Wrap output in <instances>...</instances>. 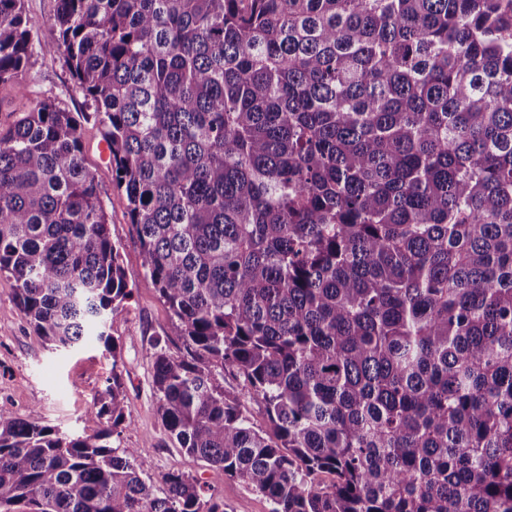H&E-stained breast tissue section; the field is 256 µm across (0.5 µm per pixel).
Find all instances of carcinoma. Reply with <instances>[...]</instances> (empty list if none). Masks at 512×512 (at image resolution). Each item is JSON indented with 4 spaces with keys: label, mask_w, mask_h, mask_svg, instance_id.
<instances>
[{
    "label": "carcinoma",
    "mask_w": 512,
    "mask_h": 512,
    "mask_svg": "<svg viewBox=\"0 0 512 512\" xmlns=\"http://www.w3.org/2000/svg\"><path fill=\"white\" fill-rule=\"evenodd\" d=\"M54 20L187 350L152 345L164 432L271 512H512V0H57ZM32 27L0 0L22 94ZM98 185L55 100L0 127V274L45 341L114 354L131 291ZM94 410L90 436L0 412V512H224L113 445L117 376Z\"/></svg>",
    "instance_id": "obj_1"
}]
</instances>
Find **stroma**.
I'll return each instance as SVG.
<instances>
[{"label": "stroma", "mask_w": 512, "mask_h": 512, "mask_svg": "<svg viewBox=\"0 0 512 512\" xmlns=\"http://www.w3.org/2000/svg\"><path fill=\"white\" fill-rule=\"evenodd\" d=\"M33 21L32 54L22 75L26 93L15 85H0V126L12 123L38 101L53 98L67 111L82 116L86 162L99 176V192L109 229L128 276L132 296L112 316L110 334L116 354L89 341L80 349H52L27 322L14 300V282L0 275V409L24 417L36 414L61 431L92 435L101 423L91 409L112 381L126 396L131 426L123 428L121 447L138 449L147 462V475L163 486L168 473L183 471L197 478L208 493L222 501L226 512H271L269 499L250 485L225 477L222 470L188 457L162 429L159 402L152 386L151 346L161 342L175 359L186 356L181 338L171 331L170 314L146 277L136 232L127 215L124 192L113 184L102 153V129L91 120L92 107L77 88L63 57L46 52L56 41V0H25Z\"/></svg>", "instance_id": "stroma-1"}]
</instances>
